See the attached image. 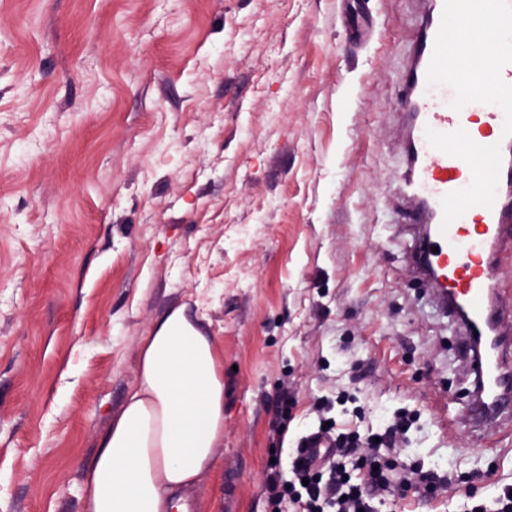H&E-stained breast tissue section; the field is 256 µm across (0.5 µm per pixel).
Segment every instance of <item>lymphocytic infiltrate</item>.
I'll list each match as a JSON object with an SVG mask.
<instances>
[{"instance_id": "lymphocytic-infiltrate-1", "label": "lymphocytic infiltrate", "mask_w": 512, "mask_h": 512, "mask_svg": "<svg viewBox=\"0 0 512 512\" xmlns=\"http://www.w3.org/2000/svg\"><path fill=\"white\" fill-rule=\"evenodd\" d=\"M318 436L329 446L321 456H306V440H299L292 460L293 479L283 480L279 471L269 470L266 489L272 504L290 499L295 512H372V502L422 485L435 493L447 484V477L418 468H399L383 455L387 437H360L353 431L335 432L322 425Z\"/></svg>"}]
</instances>
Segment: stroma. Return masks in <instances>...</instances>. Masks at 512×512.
Returning <instances> with one entry per match:
<instances>
[{"label":"stroma","instance_id":"35a3bbf8","mask_svg":"<svg viewBox=\"0 0 512 512\" xmlns=\"http://www.w3.org/2000/svg\"><path fill=\"white\" fill-rule=\"evenodd\" d=\"M425 0H0V512H82L144 336L185 307L224 353L198 512L272 507L270 457L413 424L452 474L376 512L512 485L470 418V339L416 272L401 86ZM295 403L275 414L282 388Z\"/></svg>","mask_w":512,"mask_h":512}]
</instances>
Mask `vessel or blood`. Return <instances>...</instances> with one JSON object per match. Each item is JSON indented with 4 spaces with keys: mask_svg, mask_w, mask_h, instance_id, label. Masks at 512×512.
I'll return each mask as SVG.
<instances>
[{
    "mask_svg": "<svg viewBox=\"0 0 512 512\" xmlns=\"http://www.w3.org/2000/svg\"><path fill=\"white\" fill-rule=\"evenodd\" d=\"M443 6L444 0H429L405 76L402 106L410 117L409 175L401 186V195L408 207L409 223L435 227L433 248L416 250L412 256L414 265L429 262L438 268L447 286L468 310L467 331L475 336L508 308L507 303L491 298L496 285L491 256L499 250H512V239L503 233L504 225L512 223V207L500 196L493 208L472 207L447 231H438L443 220L442 197L467 187L472 174L462 159L433 149L425 131L430 128L450 133L462 128L479 144H500L503 162L498 183L502 186L512 183V136L503 134L505 116L500 107L474 102L456 111L450 106L453 92L449 87L427 85L426 72Z\"/></svg>",
    "mask_w": 512,
    "mask_h": 512,
    "instance_id": "obj_1",
    "label": "vessel or blood"
}]
</instances>
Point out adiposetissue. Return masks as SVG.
Masks as SVG:
<instances>
[{
    "instance_id": "1",
    "label": "adipose tissue",
    "mask_w": 512,
    "mask_h": 512,
    "mask_svg": "<svg viewBox=\"0 0 512 512\" xmlns=\"http://www.w3.org/2000/svg\"><path fill=\"white\" fill-rule=\"evenodd\" d=\"M224 445V363L215 337L169 310L83 474V512H175Z\"/></svg>"
}]
</instances>
